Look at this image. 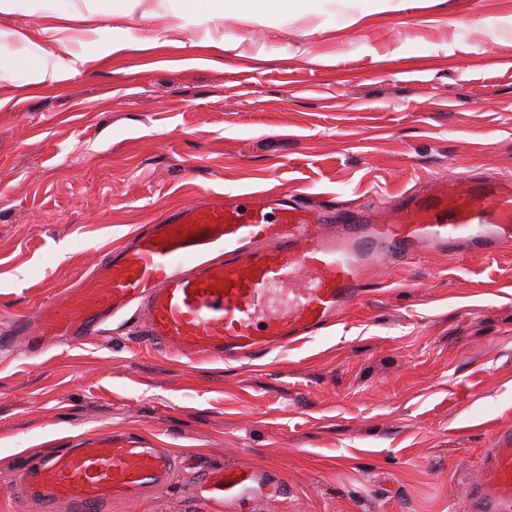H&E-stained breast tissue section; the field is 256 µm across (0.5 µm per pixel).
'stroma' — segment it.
<instances>
[{"instance_id": "stroma-1", "label": "stroma", "mask_w": 512, "mask_h": 512, "mask_svg": "<svg viewBox=\"0 0 512 512\" xmlns=\"http://www.w3.org/2000/svg\"><path fill=\"white\" fill-rule=\"evenodd\" d=\"M298 0L204 21L181 0H6L0 56V512L22 458L147 440L190 467L101 512H464L512 433V249L373 269L340 324L262 365L189 364L127 318L32 354L16 319L140 225L204 193L273 189L336 211L435 177L512 174V0ZM66 18L59 35L48 15ZM133 46L102 56L113 29ZM25 40H18V33ZM262 470L259 497L199 500V469ZM43 59L36 65L29 66L23 57H0V70L25 67L31 72L34 81L39 85H49L59 80L63 60L56 51L52 49L42 50Z\"/></svg>"}]
</instances>
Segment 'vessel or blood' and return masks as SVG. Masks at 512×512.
Returning a JSON list of instances; mask_svg holds the SVG:
<instances>
[{"label": "vessel or blood", "mask_w": 512, "mask_h": 512, "mask_svg": "<svg viewBox=\"0 0 512 512\" xmlns=\"http://www.w3.org/2000/svg\"><path fill=\"white\" fill-rule=\"evenodd\" d=\"M512 246V178H435L393 204L329 215L267 191L210 194L138 227L78 287L16 325L29 342L93 336L126 314L144 345L193 363L258 361L339 323L366 292L367 274L426 248L488 253ZM175 468L137 438H89L50 450L16 476L20 498L46 512H97L163 487ZM261 471L206 469L196 496L223 502L261 488ZM512 505V435L483 460L473 512Z\"/></svg>", "instance_id": "obj_1"}]
</instances>
